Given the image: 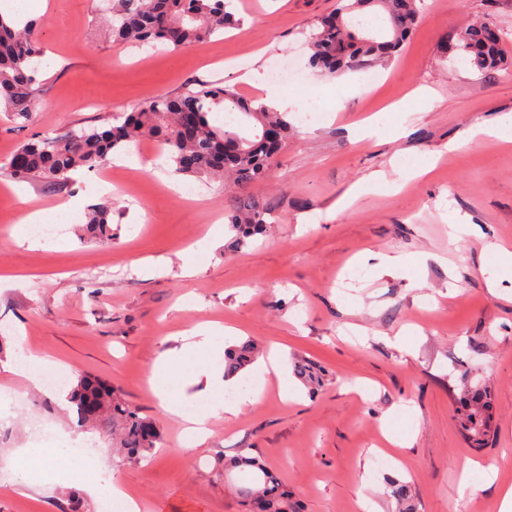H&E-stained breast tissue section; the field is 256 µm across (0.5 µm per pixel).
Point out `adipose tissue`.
I'll list each match as a JSON object with an SVG mask.
<instances>
[{
    "label": "adipose tissue",
    "instance_id": "ef3b65f1",
    "mask_svg": "<svg viewBox=\"0 0 512 512\" xmlns=\"http://www.w3.org/2000/svg\"><path fill=\"white\" fill-rule=\"evenodd\" d=\"M193 340L180 350L161 355L152 366L151 382L162 408L185 419L187 444H197L210 432L212 420L237 416L244 407L254 405L263 395L269 374L281 379V394L288 397L292 388L285 382L281 355H270L252 368L247 388L239 380L224 375V348L234 336L230 327L200 325L192 329ZM201 384L198 397L186 395L193 384ZM74 439L60 435L46 446L22 449L17 461V480L30 484L33 470L50 474L53 483L78 487L97 499L110 501L114 512H140L137 500L114 485L111 475L95 466L90 458L73 449Z\"/></svg>",
    "mask_w": 512,
    "mask_h": 512
}]
</instances>
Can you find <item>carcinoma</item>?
<instances>
[{"instance_id": "obj_1", "label": "carcinoma", "mask_w": 512, "mask_h": 512, "mask_svg": "<svg viewBox=\"0 0 512 512\" xmlns=\"http://www.w3.org/2000/svg\"><path fill=\"white\" fill-rule=\"evenodd\" d=\"M376 10L379 26L367 27L361 12ZM233 17L226 0H115L109 32L129 44L160 43L180 50L224 32ZM419 22L416 0H338L334 12L322 17L309 35V65L324 75L362 71L386 63L400 50ZM509 32L482 21L448 38L458 58L480 71L505 64L503 44ZM42 56L31 25L19 27L0 13V106L14 118L29 119L40 92L35 59ZM224 110L233 118L224 127L210 123L209 114ZM292 131L287 113L237 96L226 86L200 84L174 97L159 96L102 131L96 128L44 136L28 141L11 156L3 170L13 179L61 186L80 169L95 171L112 153L130 149L148 136L186 175L222 177L241 183L265 181L269 163ZM111 206L92 208L81 231L112 241ZM266 212L249 207L224 216L236 232V244L266 232ZM259 355L253 343L224 353V376L233 377ZM294 374L311 389L325 383V372L307 359L294 362ZM79 426L112 429L113 447L131 462H139L162 444L160 427L129 407L115 391L91 375L79 378L67 396ZM490 405L474 394L462 406L460 426L470 442L485 444L491 432ZM236 469L248 470L245 484L234 491L251 512H297L298 505L279 475L262 459L241 456L224 461V479Z\"/></svg>"}]
</instances>
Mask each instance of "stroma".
I'll use <instances>...</instances> for the list:
<instances>
[{
    "mask_svg": "<svg viewBox=\"0 0 512 512\" xmlns=\"http://www.w3.org/2000/svg\"><path fill=\"white\" fill-rule=\"evenodd\" d=\"M107 5L32 0L44 50L40 97L26 126L0 111V166L33 136L105 129L117 113L199 83L262 97L241 78L257 54L269 68L292 56L302 71V92L288 96L295 131L269 178L245 188L174 173L149 139L128 185L105 195L95 171L74 172L63 190L0 176V354L22 349L55 360L68 379L93 375L160 425L161 448L138 463L113 454L111 432L89 435L103 449L98 467L144 512H240L224 484V461L238 455L275 469L301 512H361L363 496L397 512L392 477L408 482L413 512H499V491L512 486V267L496 248L512 251V143L464 136L512 113V66L482 72L453 60L444 44L477 20L512 29V0H423L416 30L373 86L358 72L328 78L308 65V36L336 0H233L238 26L179 51L113 42ZM312 95L323 116L310 123L295 103ZM373 116L376 136L361 139ZM424 165L426 175L407 179ZM376 173L400 190L347 203ZM189 184L198 190L190 203ZM65 190L80 203L59 237L16 243L19 193L49 211ZM106 199L108 244L79 231ZM244 201L268 209V228L236 249L228 227L210 220ZM455 215L474 224L472 236L449 238ZM207 231L209 243L193 250ZM378 253L408 263L381 274ZM214 321L236 328L234 344L316 361L330 384L312 393L290 377L297 397L285 401L270 383L236 418L213 421L204 443L183 447L150 369L183 332ZM475 388L488 391L493 412L482 448L459 427V399ZM0 390L24 400L0 422V512H102L79 488L18 484L11 462L35 444V422L59 434L80 429L52 396L3 370ZM384 423L404 447L382 445ZM469 460L477 468L468 473Z\"/></svg>",
    "mask_w": 512,
    "mask_h": 512,
    "instance_id": "stroma-1",
    "label": "stroma"
}]
</instances>
